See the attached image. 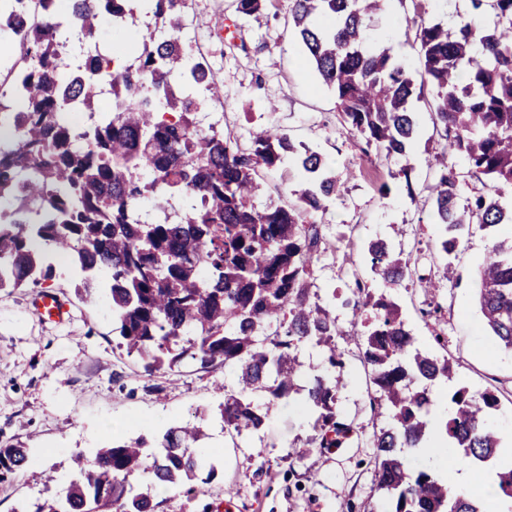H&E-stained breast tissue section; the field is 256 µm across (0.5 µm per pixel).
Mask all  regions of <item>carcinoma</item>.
<instances>
[{"instance_id": "1", "label": "carcinoma", "mask_w": 512, "mask_h": 512, "mask_svg": "<svg viewBox=\"0 0 512 512\" xmlns=\"http://www.w3.org/2000/svg\"><path fill=\"white\" fill-rule=\"evenodd\" d=\"M32 0H0V60L10 63L12 99H0V289L37 285L53 277L49 252L69 256L89 276L104 271L118 347L138 355L149 373L173 370L189 358L203 369L235 363L240 387L224 392L217 415L229 436L259 430L273 406L295 391V351L306 342L328 347V363L344 367L336 347L343 335L312 300V269L321 256L322 231L307 217L325 210L341 191L321 154L295 144L273 127L252 132L247 144L197 121L202 101L223 95L204 60L181 39L186 0H152V23L138 41L135 63L121 64L128 47L118 41L101 52L96 34L104 20L121 30L132 0H74L77 24L58 0H37L26 22L17 14ZM266 0H237L236 10L257 18ZM292 34L333 93L344 126L357 132L365 154L406 153L417 132L410 103L413 74L391 47L370 45L368 19L386 0H289ZM472 20L452 34L425 19L416 27L421 80L436 92L443 152L431 198L444 228L442 251H458L466 227L512 223L502 197L512 192V0H470ZM492 9L495 22L474 20ZM464 157L493 193L462 204L447 154ZM302 174L298 203L257 206L263 176L285 163ZM372 271L398 285L410 263L381 240L368 247ZM357 303L376 311L363 343L374 400L392 424L373 433L376 492L384 512H485L481 500L455 490L410 451L431 433L428 386L453 378L449 359L422 352L400 307L375 295L355 277ZM482 328L512 350V240L493 244L478 273ZM343 373L316 377L303 408L315 414L311 447L341 448L363 427L336 418ZM266 393L265 406L251 394ZM444 423L457 462L496 459L501 437L489 415L499 404L489 390L459 387ZM200 426L165 429L152 440L115 439L94 456L77 454L74 475L35 512H154L159 488L193 481L206 462L191 445ZM28 449L0 448V477L24 467ZM150 474L134 486L130 479Z\"/></svg>"}]
</instances>
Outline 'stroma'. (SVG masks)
Instances as JSON below:
<instances>
[{
	"mask_svg": "<svg viewBox=\"0 0 512 512\" xmlns=\"http://www.w3.org/2000/svg\"><path fill=\"white\" fill-rule=\"evenodd\" d=\"M413 13L412 0H387L371 20L370 35L415 70ZM220 19L230 24L229 34L218 33ZM182 36L223 86V100L206 102L204 109L225 134L244 144L256 127L274 126L320 152L345 184V192L313 216L323 235L313 282L316 303L343 332L337 344L346 367L336 415L363 426L364 433L347 447L302 458L298 452L313 433V417L298 398L273 407L260 430L234 438L224 434L219 419H210L204 444L218 459L215 476L199 472L190 487L158 496L156 512H224L228 504L233 512H378L371 436L389 418L385 409L369 405L376 387L360 338L374 314L355 306L351 284L357 275L400 306L416 347L456 364L452 381L430 387L432 426L445 422L458 387L497 389L502 398L491 423L501 438H512V352L482 329L476 298L485 253L493 239L511 236L512 227L470 225L458 253L442 252L429 191L434 173L426 166L428 154L442 145L434 89L424 86L412 102L419 135L410 154L368 156L294 41L288 0H272L258 20L239 15L235 0H188ZM377 240L409 258L434 287L409 278L391 286L373 276L366 251ZM79 281L78 271L61 266L42 283L69 308L61 324L39 316L35 289L0 290V448L20 443L30 450L28 470L0 481V512H32L54 496L71 473L73 454L91 455L115 437H154L215 407L217 386L237 384V367L203 369L189 359L173 371L147 374L142 360L117 346L105 280L97 279L89 302L75 293ZM434 307L441 310L440 322L424 320L421 310ZM32 469L42 481L29 478Z\"/></svg>",
	"mask_w": 512,
	"mask_h": 512,
	"instance_id": "obj_1",
	"label": "stroma"
}]
</instances>
